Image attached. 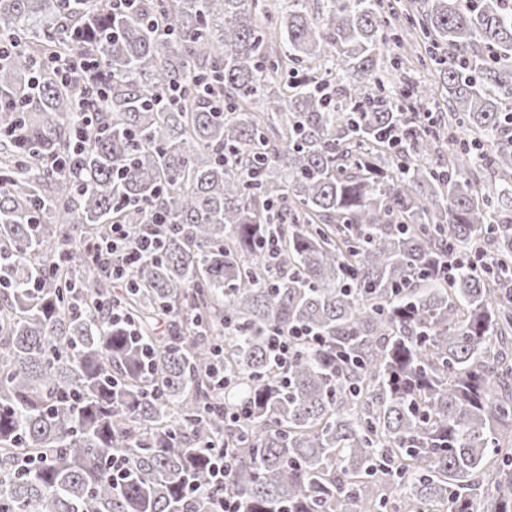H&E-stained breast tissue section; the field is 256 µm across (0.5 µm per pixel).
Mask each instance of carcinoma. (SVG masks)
I'll use <instances>...</instances> for the list:
<instances>
[{
	"label": "carcinoma",
	"mask_w": 512,
	"mask_h": 512,
	"mask_svg": "<svg viewBox=\"0 0 512 512\" xmlns=\"http://www.w3.org/2000/svg\"><path fill=\"white\" fill-rule=\"evenodd\" d=\"M130 2L0 0V512H209L210 443L243 512H512V8L411 4L432 119L383 0ZM419 52H416V56L403 51L397 46L395 41L390 40L385 48V61H387L388 67L389 62L395 58L399 61V67H402L403 71L407 72V80L413 84H430L434 86V81L439 82L438 75L431 64L428 62L426 55L421 47H417ZM422 51V53H421ZM424 58V62L419 60V57ZM402 61V63H400ZM164 224H140L132 235L128 224H112L110 236L89 248V257L103 266L113 283L132 284L134 271L156 256L159 228Z\"/></svg>",
	"instance_id": "cac0c4a2"
}]
</instances>
